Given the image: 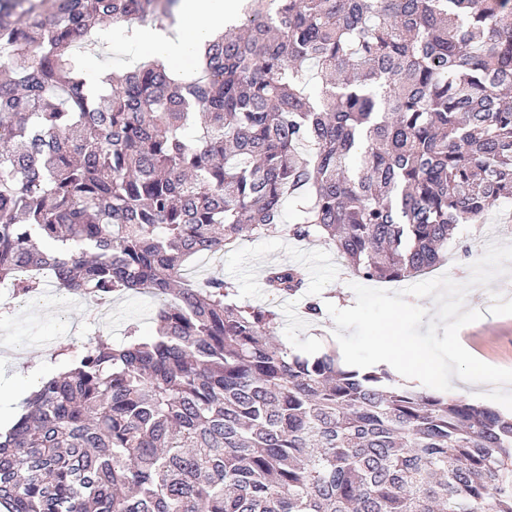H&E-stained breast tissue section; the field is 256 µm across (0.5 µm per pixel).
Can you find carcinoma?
I'll list each match as a JSON object with an SVG mask.
<instances>
[{"mask_svg": "<svg viewBox=\"0 0 512 512\" xmlns=\"http://www.w3.org/2000/svg\"><path fill=\"white\" fill-rule=\"evenodd\" d=\"M176 2L0 0V283L162 301L153 337L98 336L26 398L0 509L512 512V415L294 355L274 311L186 279L268 233L365 281L444 263L512 197V0H248L195 76L151 58L89 91L81 50Z\"/></svg>", "mask_w": 512, "mask_h": 512, "instance_id": "1", "label": "carcinoma"}]
</instances>
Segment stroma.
<instances>
[{
    "instance_id": "35a3bbf8",
    "label": "stroma",
    "mask_w": 512,
    "mask_h": 512,
    "mask_svg": "<svg viewBox=\"0 0 512 512\" xmlns=\"http://www.w3.org/2000/svg\"><path fill=\"white\" fill-rule=\"evenodd\" d=\"M483 240L480 226H461L448 245L453 255L448 264L401 282L370 283L345 269L333 245L274 234L245 239L213 258L195 259L188 278H224L235 287L239 302L273 308L277 339L292 353L314 357L338 346L355 365L371 363L375 341L392 332L433 358L447 359V325L434 300L435 289L445 286L452 290L460 314L469 318L461 334L464 343L493 374L512 377V312H505L503 305L512 298V283L498 278L497 257L486 253ZM279 264L300 266L307 278L299 293L273 302L264 288V274ZM310 301L322 306L319 320L302 315ZM393 302L406 309L394 327L388 318ZM89 308V300L63 296L53 288L24 306L0 300V387H17L22 374L35 367L47 373L68 370L95 337L119 344L132 325L141 334H152L159 305L143 293L114 296L111 310L94 320Z\"/></svg>"
}]
</instances>
